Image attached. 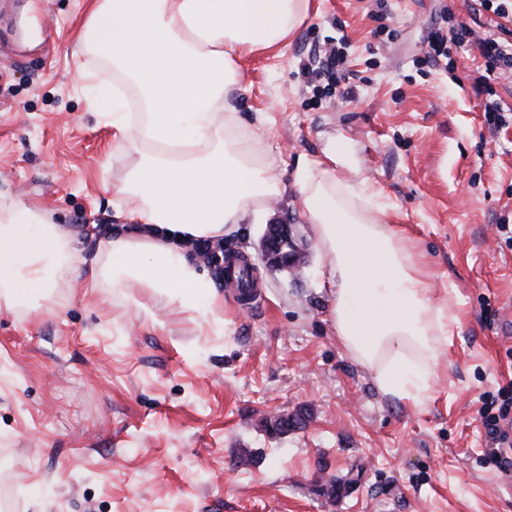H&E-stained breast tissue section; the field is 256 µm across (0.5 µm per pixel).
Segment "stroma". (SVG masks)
<instances>
[{
	"instance_id": "1",
	"label": "stroma",
	"mask_w": 512,
	"mask_h": 512,
	"mask_svg": "<svg viewBox=\"0 0 512 512\" xmlns=\"http://www.w3.org/2000/svg\"><path fill=\"white\" fill-rule=\"evenodd\" d=\"M89 0H0V203L19 199L93 249L118 232L112 183L129 165L88 102L112 61L78 50ZM464 20L512 42L480 0H314L281 54L246 60L238 114H265L283 181L335 141L425 256L455 322L423 403L381 393L338 345L331 286L294 193L224 238L253 297L224 289V333L129 297L59 288L35 312L0 309V502L8 512H512V462L489 459L479 410L512 381V73L492 78L488 125L476 46L423 64L430 27ZM346 40L357 100L315 96L309 50ZM308 255L299 279L262 259L266 225ZM303 413L285 435L268 423Z\"/></svg>"
}]
</instances>
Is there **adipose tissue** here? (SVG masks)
<instances>
[{
	"label": "adipose tissue",
	"mask_w": 512,
	"mask_h": 512,
	"mask_svg": "<svg viewBox=\"0 0 512 512\" xmlns=\"http://www.w3.org/2000/svg\"><path fill=\"white\" fill-rule=\"evenodd\" d=\"M312 0H95L82 44L112 59L105 117L119 154L135 156L112 185L133 233L93 253L21 201L0 206V307L39 305L70 290L139 289L224 333V298L195 240H218L294 189L336 290L330 318L340 347L389 395L421 402L452 322L434 306L433 278L411 236L380 221L375 193L340 178L345 147L301 162L291 184L272 173L265 117L245 125L233 89L246 59L281 51Z\"/></svg>",
	"instance_id": "adipose-tissue-1"
}]
</instances>
